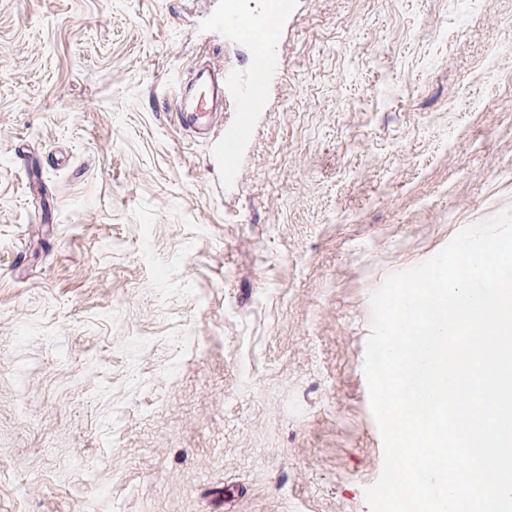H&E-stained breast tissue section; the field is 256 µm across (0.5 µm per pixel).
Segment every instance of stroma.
<instances>
[{
  "instance_id": "35a3bbf8",
  "label": "stroma",
  "mask_w": 512,
  "mask_h": 512,
  "mask_svg": "<svg viewBox=\"0 0 512 512\" xmlns=\"http://www.w3.org/2000/svg\"><path fill=\"white\" fill-rule=\"evenodd\" d=\"M223 0H0V512H369L370 295L512 208V0H290L217 178ZM278 44L270 41L255 53L250 69L239 77L211 65L197 70L193 87L184 90L176 100L175 120L180 125H193L202 134H209L215 127V120L225 109L228 91H232L235 112H238V125L246 126L252 112L246 111L249 105H255L263 98L279 66L274 51Z\"/></svg>"
}]
</instances>
